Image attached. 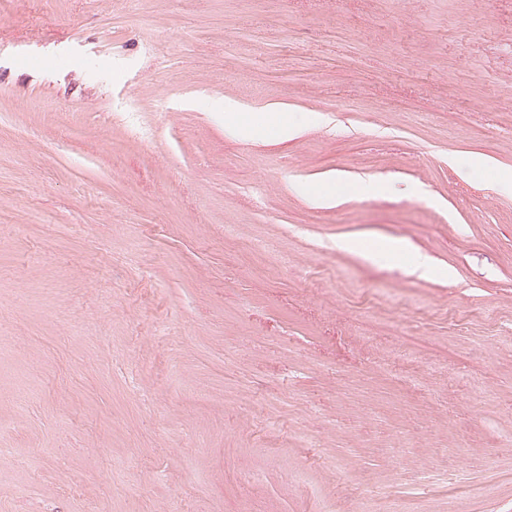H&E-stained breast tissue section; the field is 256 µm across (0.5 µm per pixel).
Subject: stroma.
Returning a JSON list of instances; mask_svg holds the SVG:
<instances>
[{"label": "stroma", "mask_w": 512, "mask_h": 512, "mask_svg": "<svg viewBox=\"0 0 512 512\" xmlns=\"http://www.w3.org/2000/svg\"><path fill=\"white\" fill-rule=\"evenodd\" d=\"M510 171L512 0H0V512H512ZM343 248L351 251H362L367 254H377L388 257H398L405 253L406 247L394 240L379 241L373 248L367 249L365 241L359 239L347 240L343 243Z\"/></svg>", "instance_id": "35a3bbf8"}]
</instances>
